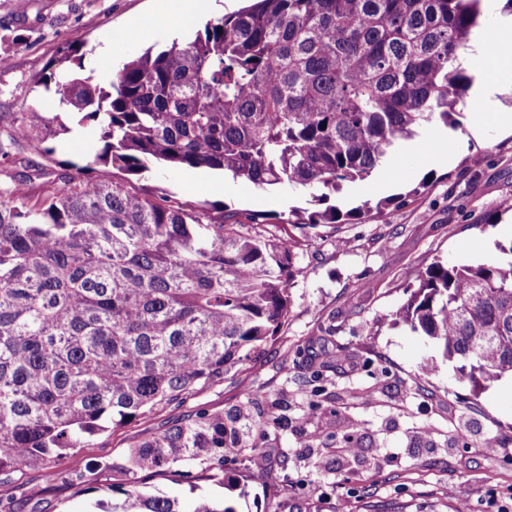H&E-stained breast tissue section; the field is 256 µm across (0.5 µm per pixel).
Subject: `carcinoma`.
Returning a JSON list of instances; mask_svg holds the SVG:
<instances>
[{
    "label": "carcinoma",
    "instance_id": "obj_1",
    "mask_svg": "<svg viewBox=\"0 0 512 512\" xmlns=\"http://www.w3.org/2000/svg\"><path fill=\"white\" fill-rule=\"evenodd\" d=\"M482 0H255L189 42L122 64L107 85L54 82L61 113L0 112L9 142L92 126L85 165L44 192H0V486L111 426L178 404L259 353L288 322L298 240L254 230V214L191 208L115 180L171 169L221 171L260 188L315 191L288 224L384 216L385 203L329 204L428 128L463 130L456 107L476 72L459 56ZM396 316L479 391L512 374V247L484 263L436 261ZM269 419L246 401L189 414L93 470L124 477L112 512H179L142 491L161 471L224 480Z\"/></svg>",
    "mask_w": 512,
    "mask_h": 512
}]
</instances>
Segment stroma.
Here are the masks:
<instances>
[{
	"instance_id": "stroma-1",
	"label": "stroma",
	"mask_w": 512,
	"mask_h": 512,
	"mask_svg": "<svg viewBox=\"0 0 512 512\" xmlns=\"http://www.w3.org/2000/svg\"><path fill=\"white\" fill-rule=\"evenodd\" d=\"M240 0H210L185 31L155 0H0V112L54 109L39 85L53 61L77 49L82 76L106 84L124 60L171 40H192L206 22L241 9ZM113 39L114 56L99 53ZM463 131L449 132L439 151L420 135L405 141L365 180L344 184L335 203L344 211L387 202L383 217L319 227L295 251L287 324L241 370L192 393L184 402L97 437L54 464L61 476L89 472L118 458L172 420L228 409L252 399L278 422L262 442L270 473L253 481L241 457H229L228 483L200 475L187 482L171 472L149 475L148 493L177 498L182 512L202 500L232 501L237 512H512V376L473 391L451 363L420 366L434 350L427 337L396 320L407 289L438 260L489 262L512 246V133L489 113L465 109ZM45 159L35 141L18 139L16 163L0 162V189L22 181L40 194L42 180H25L26 164L46 172L58 162L81 163L71 135ZM135 186L192 205L212 204L266 216L275 232L290 210L313 211L305 189L267 190L199 169H155ZM497 213L494 224L481 223ZM349 353L340 373L317 380L313 357ZM354 436L360 455L343 450ZM120 475L99 477L77 494L63 480L45 485L40 472L12 474L10 512H93L123 502Z\"/></svg>"
}]
</instances>
